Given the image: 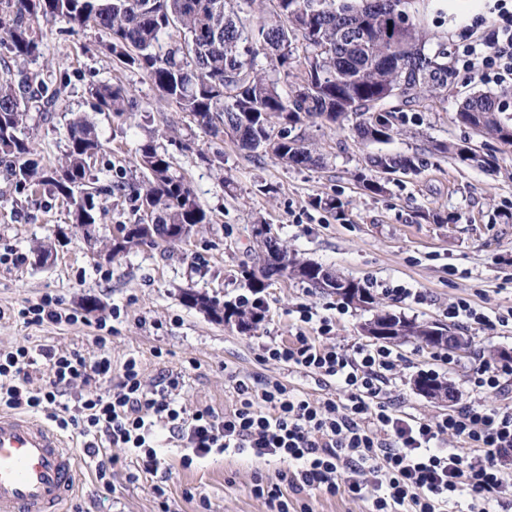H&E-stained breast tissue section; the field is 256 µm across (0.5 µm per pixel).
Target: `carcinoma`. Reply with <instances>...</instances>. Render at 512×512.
Here are the masks:
<instances>
[{
  "label": "carcinoma",
  "instance_id": "obj_1",
  "mask_svg": "<svg viewBox=\"0 0 512 512\" xmlns=\"http://www.w3.org/2000/svg\"><path fill=\"white\" fill-rule=\"evenodd\" d=\"M276 20L264 17L252 25L254 41L246 44L239 27L241 18L226 11V0H0V43L8 45L17 59L39 52L35 25L41 19L61 18L74 32L98 29L110 38L108 49L125 68L147 75L163 97L199 127L218 135L227 125L241 148L272 153L283 163L316 166L320 158L293 131L308 119L341 126L355 120L363 140L387 141L395 112H410L448 90V51L437 33L423 23L411 21L405 28L385 18L388 0H369L362 14H354L363 0H273ZM213 28L212 39L195 38L201 28ZM391 30L387 41L382 33ZM436 42L434 53L426 45ZM286 44L288 57L270 58L281 68L297 63L299 82L282 87L257 64L268 54V44ZM404 82L402 96L394 86ZM99 109L123 116L132 99L121 85L104 84L92 89ZM57 92L22 72L20 78L0 80V166L18 189L50 190L70 200L74 221L86 234L99 223L102 199L125 190V184L107 183L85 188L89 160L102 148L93 122L84 117L69 126L65 161L47 175L33 158L28 141L17 135L28 118L27 105L42 103L46 112L56 102ZM498 97L491 92L466 97L458 111L466 125L486 131L512 144V123L502 120ZM277 118L281 129L269 122ZM137 165L146 180L137 192L140 216L134 224L122 225V238L112 240V254L140 244H157L163 238L160 224L193 228L208 224L206 211L196 200L190 184L172 171V163L155 146L139 150ZM369 170L383 172L403 168L417 172L413 156L376 154L368 158ZM158 216L157 224L145 215ZM277 253L263 254L258 269L246 272L250 288L259 293L265 280L281 271L317 287L327 281L349 289L348 302L372 304L374 298L357 280L340 276L322 265L302 259L276 245ZM187 300L219 322H235L251 329L263 316L233 302H220L206 294H186ZM386 340H414L432 348L448 346L446 333L434 335L430 324L402 315L378 314L371 321Z\"/></svg>",
  "mask_w": 512,
  "mask_h": 512
}]
</instances>
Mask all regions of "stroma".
I'll return each instance as SVG.
<instances>
[{
	"label": "stroma",
	"mask_w": 512,
	"mask_h": 512,
	"mask_svg": "<svg viewBox=\"0 0 512 512\" xmlns=\"http://www.w3.org/2000/svg\"><path fill=\"white\" fill-rule=\"evenodd\" d=\"M451 4L416 0L414 7L452 49L465 26L486 14L487 4L480 0L469 11ZM39 40L38 54L22 65L0 45V77L24 71L58 92L54 112L35 106L29 111L26 136L36 158L46 170L58 167L68 149L70 123L85 117L94 122L102 142L91 165L93 177L126 186L104 200L105 214L94 230L97 243L91 246L76 232L65 199L45 186L34 195L16 190L0 174V254L13 250L24 256L19 264H0V350L51 345L91 355L97 351L98 322L110 320L113 328L107 346L112 379L75 385L67 400L114 389V378L130 357L149 382L171 371L182 373L176 401L189 413L234 408L236 376L276 378L315 400L336 395L334 381L260 362V349L295 334L303 307L332 318L336 344L368 343L362 326L374 309L346 303L298 279L275 277L259 294L266 306L263 321L243 330L214 321L184 299L188 292L223 302L250 295L245 272L259 252L253 233L258 224L299 256L360 281L379 308L446 325L452 334L470 339L469 351L449 363L441 360L439 349L414 341L393 343L402 379L391 394L403 412L435 419L452 408L417 391L419 371H436L458 396L467 391L466 379L481 362L512 356V324L494 321L512 309V145L457 119L462 99L488 91L503 94L501 117L512 122V92L502 93L500 86L460 68L448 89L446 111L397 113L394 133L383 143L361 140L349 123L304 125L300 133L322 163L288 166L272 154L241 149L232 131L215 137L189 122L141 71L117 67L105 33L74 32L56 19L41 24ZM107 83L123 85L136 109L120 119L98 111L91 90ZM147 143L186 177L210 222L180 244H142L112 257L108 246L114 225L139 217L136 188L143 173L136 156ZM448 144L495 155L497 164L486 169L461 163L445 152ZM376 153L414 156L423 165L419 174L390 181L376 195L357 181L368 156ZM327 196L342 202L341 212L315 206L316 198ZM37 241L52 245L46 263L35 261ZM396 286L421 292L423 301L394 299L388 291ZM46 294L76 311L80 322L24 324L18 309ZM459 299L491 317V324L450 321L445 310ZM116 309L121 315L115 320ZM161 452L172 512H267L264 501L251 493L253 479L259 474L274 481L285 469L279 461L260 462L231 451L194 459L186 467L180 441L168 437ZM111 481V488H104L88 465H81L70 512H159L152 493L155 479L136 463L115 466Z\"/></svg>",
	"instance_id": "stroma-1"
}]
</instances>
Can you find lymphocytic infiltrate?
<instances>
[{"instance_id": "f902f5d3", "label": "lymphocytic infiltrate", "mask_w": 512, "mask_h": 512, "mask_svg": "<svg viewBox=\"0 0 512 512\" xmlns=\"http://www.w3.org/2000/svg\"><path fill=\"white\" fill-rule=\"evenodd\" d=\"M480 18L477 37L458 46L456 61L482 81L512 84V0H493ZM302 322H317L316 336L297 332L291 340L263 345L261 361L334 380L339 397L313 400L277 380L239 379L237 402L225 414L204 408L185 414L174 394L181 374L147 384L139 362L128 358L113 391L63 403L76 383L112 376L107 336L88 356L54 347L20 346L0 351V409L43 413L58 430L86 440L84 460L97 481L108 483L115 456L134 458L142 472L157 476L164 465L159 431H168L193 452V459L234 451L259 461L276 459L290 467L287 487L255 476L252 494L270 512H290L287 492L327 497L346 493L368 500L371 512H512V405L463 401L448 415L421 420L398 410L389 387L398 379V357L384 346L329 342L333 320L301 311ZM45 370L42 388H29L32 372ZM476 394L512 388V363L486 362L469 376ZM464 452H457V445Z\"/></svg>"}]
</instances>
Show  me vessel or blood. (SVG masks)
Segmentation results:
<instances>
[{
	"mask_svg": "<svg viewBox=\"0 0 512 512\" xmlns=\"http://www.w3.org/2000/svg\"><path fill=\"white\" fill-rule=\"evenodd\" d=\"M79 461L40 419L0 413V512H67Z\"/></svg>",
	"mask_w": 512,
	"mask_h": 512,
	"instance_id": "obj_1",
	"label": "vessel or blood"
}]
</instances>
